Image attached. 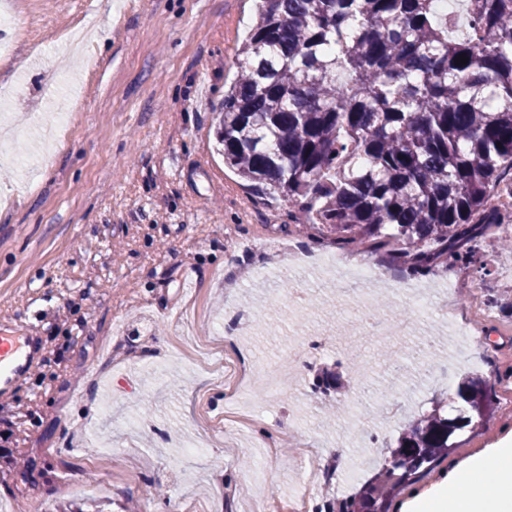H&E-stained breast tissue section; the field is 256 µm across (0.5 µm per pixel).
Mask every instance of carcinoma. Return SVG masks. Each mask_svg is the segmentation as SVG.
Masks as SVG:
<instances>
[{"label": "carcinoma", "instance_id": "obj_1", "mask_svg": "<svg viewBox=\"0 0 512 512\" xmlns=\"http://www.w3.org/2000/svg\"><path fill=\"white\" fill-rule=\"evenodd\" d=\"M258 2L215 130L224 163L339 249L417 274L481 266L489 229L512 224L492 200L512 171V0H463L464 31L438 0ZM455 399L412 421L346 512H389L494 416L480 377Z\"/></svg>", "mask_w": 512, "mask_h": 512}]
</instances>
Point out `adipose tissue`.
Listing matches in <instances>:
<instances>
[{
  "label": "adipose tissue",
  "mask_w": 512,
  "mask_h": 512,
  "mask_svg": "<svg viewBox=\"0 0 512 512\" xmlns=\"http://www.w3.org/2000/svg\"><path fill=\"white\" fill-rule=\"evenodd\" d=\"M440 488V496L419 499L421 512H512V448L450 463Z\"/></svg>",
  "instance_id": "adipose-tissue-1"
}]
</instances>
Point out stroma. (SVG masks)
<instances>
[{
	"label": "stroma",
	"instance_id": "35a3bbf8",
	"mask_svg": "<svg viewBox=\"0 0 512 512\" xmlns=\"http://www.w3.org/2000/svg\"><path fill=\"white\" fill-rule=\"evenodd\" d=\"M7 2L21 26L13 61L0 63L11 85L0 105V332L18 327L38 343L0 397L9 512H84L93 499L108 512H288L304 471L331 460L309 510L342 512L432 399L474 373L494 400L512 389V312L492 310L469 340L442 310L448 298L468 304L453 278L486 295L512 289L501 275L512 252L493 240L485 275L440 267L416 278L380 255L360 281L284 262L265 277L242 272L241 241L335 252L213 150L254 0ZM83 26L109 36L69 51ZM406 285L429 305L418 328L390 341L363 334L357 300L391 294L383 318L408 309ZM323 337L337 338L332 355L317 348ZM240 356L293 372L278 399L254 396L253 421L239 429L224 424L242 404L219 369ZM327 371L341 385L326 392ZM400 381L410 388L393 392L392 416L379 395ZM134 417L143 428L131 430ZM183 432L210 434L209 448L175 446ZM481 448H512V416L496 411L454 456Z\"/></svg>",
	"mask_w": 512,
	"mask_h": 512
}]
</instances>
